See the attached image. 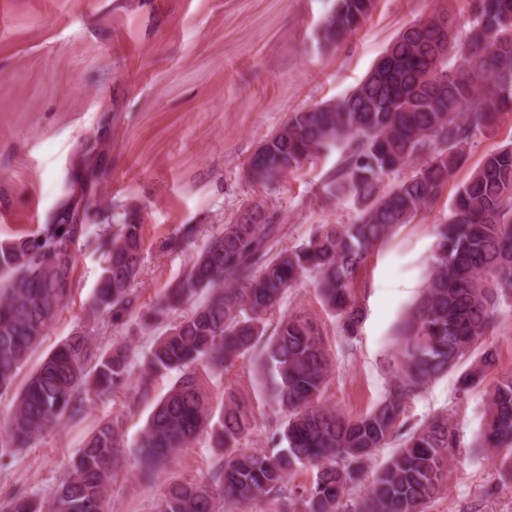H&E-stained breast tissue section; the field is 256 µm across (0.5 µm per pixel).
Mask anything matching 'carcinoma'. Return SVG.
Returning a JSON list of instances; mask_svg holds the SVG:
<instances>
[{
    "mask_svg": "<svg viewBox=\"0 0 512 512\" xmlns=\"http://www.w3.org/2000/svg\"><path fill=\"white\" fill-rule=\"evenodd\" d=\"M374 2L334 0L319 40L344 41ZM469 4L474 22L465 34L447 15L412 23L356 87L290 113L249 157L246 178L273 191L307 161L338 153L323 193L352 199L353 223L321 224L304 242L284 247L278 215L262 201L248 202L145 314L132 288L143 267L142 225L133 220L102 224L93 237L92 225L67 223L63 206L36 232L0 240V393L12 388L72 295L74 246L91 238L104 265L89 318L122 328L136 317L144 329L164 328L143 354L137 392L149 391L153 374L179 373L134 444L145 478H159L169 457L204 433L219 450L206 480L166 481L154 512H232L270 500L279 512H426L447 489L460 447L458 422L443 410L409 426L404 413L431 382L462 364L460 390L484 386L479 447L502 454V481L512 482V374L485 383L496 352L483 346L497 306L512 297V144L483 157L458 188L448 218L435 225L426 286L396 328L383 397L366 414L348 417L324 399L333 359L316 323L292 313L274 317L286 292L312 274L341 334L357 335L356 283L368 255L437 199L466 162L473 139L512 112V0ZM97 149L96 141L86 145V190L78 201L85 216L99 211L93 189L105 171L89 163ZM408 166L411 175L383 186ZM197 233V226L185 225L164 247L183 251ZM188 304L189 313L170 323ZM248 355L257 358L270 448L242 443L255 414L234 393L212 421L196 374L202 365L222 375ZM134 358L126 343L103 350L89 332L69 337L15 396L7 447L31 446L46 429L126 386ZM392 444L396 450L364 494L350 497L364 465ZM124 447L121 421H100L49 505L15 496L0 503V512H112L109 488ZM304 466L316 470L312 485H289Z\"/></svg>",
    "mask_w": 512,
    "mask_h": 512,
    "instance_id": "carcinoma-1",
    "label": "carcinoma"
}]
</instances>
